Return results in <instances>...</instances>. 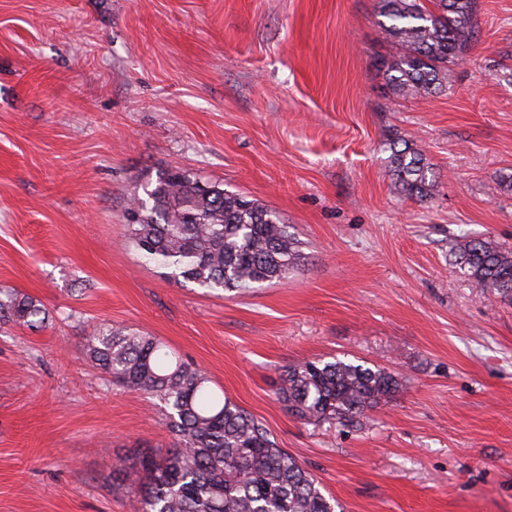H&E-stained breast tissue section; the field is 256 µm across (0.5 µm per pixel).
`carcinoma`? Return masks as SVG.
<instances>
[{
	"label": "carcinoma",
	"instance_id": "carcinoma-1",
	"mask_svg": "<svg viewBox=\"0 0 512 512\" xmlns=\"http://www.w3.org/2000/svg\"><path fill=\"white\" fill-rule=\"evenodd\" d=\"M379 27L391 51L378 63L391 93L426 96L443 88L479 27V0H377ZM395 186L421 201L439 192L422 151L407 140L388 142ZM145 196L125 210L130 239L147 261L179 283L242 293L286 277L302 254L288 225L257 202L196 174L157 173ZM454 253L479 287L512 300V248L463 234ZM50 313L15 288L0 289V328H45ZM84 354L109 383L155 399L177 436L164 455L134 453L111 492L134 512H336L317 479L279 447L263 422L224 398L200 368L182 361L147 333L98 323ZM399 381L382 369L341 360L305 361L281 375L275 395L293 417H334L344 426L389 401Z\"/></svg>",
	"mask_w": 512,
	"mask_h": 512
}]
</instances>
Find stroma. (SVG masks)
I'll list each match as a JSON object with an SVG mask.
<instances>
[{"label": "stroma", "mask_w": 512, "mask_h": 512, "mask_svg": "<svg viewBox=\"0 0 512 512\" xmlns=\"http://www.w3.org/2000/svg\"><path fill=\"white\" fill-rule=\"evenodd\" d=\"M437 93H389L376 0H0V288L46 329L0 333V512H129L161 404L83 353L97 322L156 336L270 430L343 512H512V303L456 264L467 233L512 248V0ZM441 178L405 197L386 144ZM182 168L276 213L303 261L249 294L145 263L124 211ZM322 359L400 386L360 426L305 423L275 391Z\"/></svg>", "instance_id": "obj_1"}]
</instances>
